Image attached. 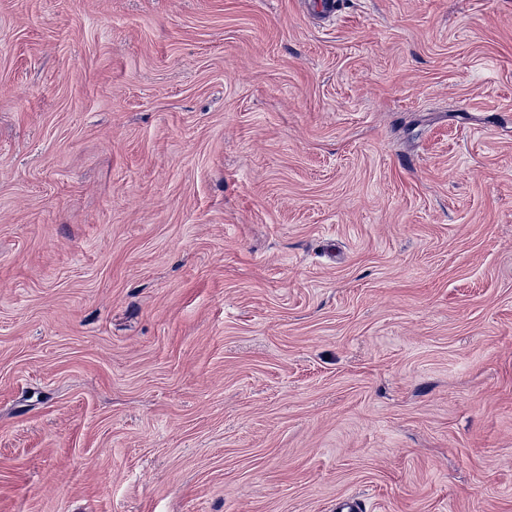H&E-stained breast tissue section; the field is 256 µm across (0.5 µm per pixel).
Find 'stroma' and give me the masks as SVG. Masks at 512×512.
I'll return each instance as SVG.
<instances>
[{
  "mask_svg": "<svg viewBox=\"0 0 512 512\" xmlns=\"http://www.w3.org/2000/svg\"><path fill=\"white\" fill-rule=\"evenodd\" d=\"M0 0V512H512V0Z\"/></svg>",
  "mask_w": 512,
  "mask_h": 512,
  "instance_id": "1",
  "label": "stroma"
}]
</instances>
